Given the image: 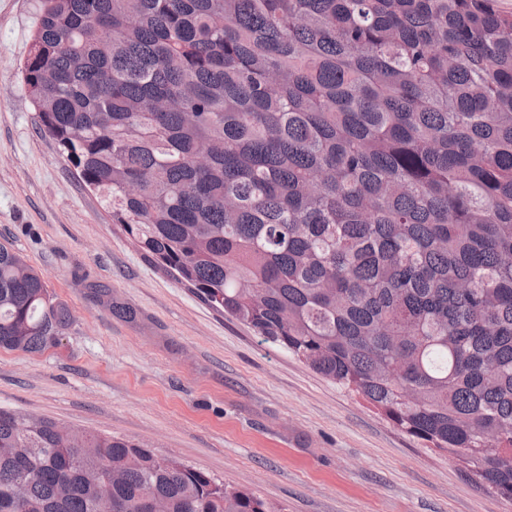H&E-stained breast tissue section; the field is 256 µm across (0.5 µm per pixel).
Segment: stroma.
I'll return each mask as SVG.
<instances>
[{
  "mask_svg": "<svg viewBox=\"0 0 512 512\" xmlns=\"http://www.w3.org/2000/svg\"><path fill=\"white\" fill-rule=\"evenodd\" d=\"M34 17L0 0V242L75 321L43 352L0 349V407L146 444L284 512H512L144 258L38 127L20 72Z\"/></svg>",
  "mask_w": 512,
  "mask_h": 512,
  "instance_id": "obj_1",
  "label": "stroma"
}]
</instances>
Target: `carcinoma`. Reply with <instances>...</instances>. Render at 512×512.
<instances>
[{
	"instance_id": "carcinoma-1",
	"label": "carcinoma",
	"mask_w": 512,
	"mask_h": 512,
	"mask_svg": "<svg viewBox=\"0 0 512 512\" xmlns=\"http://www.w3.org/2000/svg\"><path fill=\"white\" fill-rule=\"evenodd\" d=\"M40 130L144 256L512 503V14L495 0H37ZM69 306L0 243V349ZM281 512L0 408V512Z\"/></svg>"
}]
</instances>
